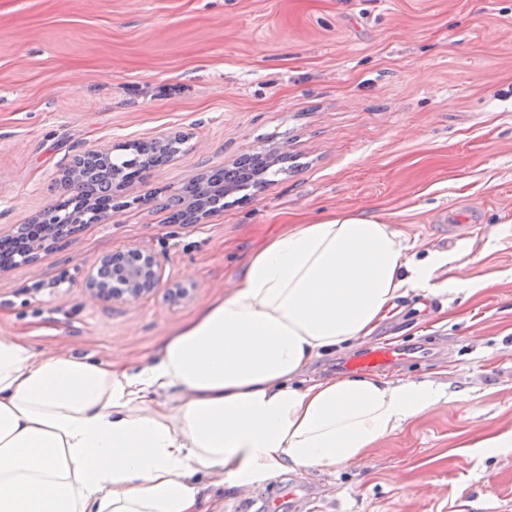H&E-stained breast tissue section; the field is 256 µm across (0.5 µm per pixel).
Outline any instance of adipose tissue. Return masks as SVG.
<instances>
[{"instance_id":"ef3b65f1","label":"adipose tissue","mask_w":512,"mask_h":512,"mask_svg":"<svg viewBox=\"0 0 512 512\" xmlns=\"http://www.w3.org/2000/svg\"><path fill=\"white\" fill-rule=\"evenodd\" d=\"M411 249L376 212L293 225L231 294L123 370L0 334V512H221L205 478L241 488L363 459L448 403L446 384L308 372L409 294L475 291L435 283L452 255Z\"/></svg>"}]
</instances>
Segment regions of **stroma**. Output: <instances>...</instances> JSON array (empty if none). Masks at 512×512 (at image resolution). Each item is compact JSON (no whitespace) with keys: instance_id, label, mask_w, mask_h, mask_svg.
<instances>
[{"instance_id":"stroma-1","label":"stroma","mask_w":512,"mask_h":512,"mask_svg":"<svg viewBox=\"0 0 512 512\" xmlns=\"http://www.w3.org/2000/svg\"><path fill=\"white\" fill-rule=\"evenodd\" d=\"M177 134L105 219L0 269V332L132 366L231 293L269 237L384 213L419 255L473 258L457 275L480 290L410 296L369 338L418 345L388 377L445 383L451 401L335 471L218 488L222 512H512V450L476 446L512 430V0H0V229L54 206L74 156ZM260 151L295 172L168 223L186 184ZM128 247L191 296L90 300L87 269Z\"/></svg>"}]
</instances>
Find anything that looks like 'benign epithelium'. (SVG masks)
I'll use <instances>...</instances> for the list:
<instances>
[{
	"mask_svg": "<svg viewBox=\"0 0 512 512\" xmlns=\"http://www.w3.org/2000/svg\"><path fill=\"white\" fill-rule=\"evenodd\" d=\"M93 300L127 303L161 286L162 272L155 255L128 248L103 256L85 275Z\"/></svg>",
	"mask_w": 512,
	"mask_h": 512,
	"instance_id": "obj_1",
	"label": "benign epithelium"
}]
</instances>
